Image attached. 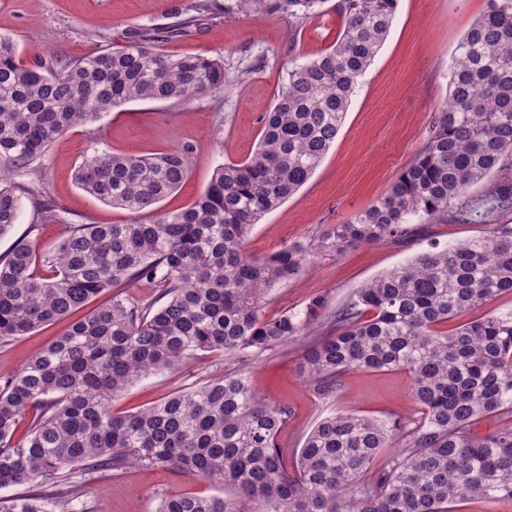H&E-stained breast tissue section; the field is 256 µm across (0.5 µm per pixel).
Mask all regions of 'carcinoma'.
Returning a JSON list of instances; mask_svg holds the SVG:
<instances>
[{
  "label": "carcinoma",
  "instance_id": "1",
  "mask_svg": "<svg viewBox=\"0 0 512 512\" xmlns=\"http://www.w3.org/2000/svg\"><path fill=\"white\" fill-rule=\"evenodd\" d=\"M243 12L300 18L322 0H236ZM397 0H342L343 32L295 64L263 118L258 149L217 166L188 207L159 204L191 165L187 147L150 157L108 151L75 173L85 193L137 215L127 224H69L50 250L16 243L0 257V340L27 336L101 294L112 299L71 324L0 385V488L66 473L64 488L0 498V512H71L85 476L98 470L166 467L232 488L251 512H456L467 497L512 501V422L484 437L481 417L512 413V310L472 318L512 294V183L470 189L512 172V0H487L451 59L448 107L391 189L310 246L250 255L252 226L278 209L318 168L343 124L357 79L386 40ZM151 30L81 58L24 63L0 35V237L17 223L21 195L43 213L54 205L17 179H39L48 147L74 127L129 102L190 103L224 91V61L166 54ZM489 224L462 246L415 256L323 315L262 311L264 292L324 252L341 253L410 224L448 219ZM145 283L158 296L122 292ZM330 334L309 345L302 373L328 398L353 370H404L417 416L385 420L339 413L319 420L290 471L277 434L288 407L262 401L240 372L172 392L138 412L113 402L136 381L178 369L200 352H263L320 318ZM463 322L448 331L454 318ZM37 412L25 433L17 429ZM385 466L366 478L383 448ZM156 512H239L222 497L168 498Z\"/></svg>",
  "mask_w": 512,
  "mask_h": 512
}]
</instances>
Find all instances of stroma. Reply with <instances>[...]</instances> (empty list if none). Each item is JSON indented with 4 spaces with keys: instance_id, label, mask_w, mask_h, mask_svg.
<instances>
[{
    "instance_id": "35a3bbf8",
    "label": "stroma",
    "mask_w": 512,
    "mask_h": 512,
    "mask_svg": "<svg viewBox=\"0 0 512 512\" xmlns=\"http://www.w3.org/2000/svg\"><path fill=\"white\" fill-rule=\"evenodd\" d=\"M206 0H0V35L14 40L23 62L78 58L129 40L139 28L162 33L165 52L223 60L229 82L223 92L189 104L132 102L101 120L71 129L53 142L43 161L44 187L62 210L45 217L23 200L17 224L0 237V255L20 241L52 247L67 224H125L131 214L79 189L74 172L97 151L148 157L174 146L191 150V167L162 208L193 203L218 165L239 163L256 150L262 118L293 64L333 46L343 31L339 0H323L313 15L286 12H203ZM486 0H398L390 33L368 70L358 78L344 123L310 180L281 207L255 224L245 249L263 255L289 244H309L334 224H344L384 195L413 161L448 102L454 48ZM194 23L180 33L173 25ZM485 224H418L403 238L316 256L288 282L262 299L266 315L301 312L317 298L328 311L342 306L367 281L429 251L484 236ZM68 319L31 335L0 342V379L18 371L32 354L61 334ZM306 335L262 353H201L187 366L128 388L115 404L134 412L168 393L212 377L247 373L257 393L289 415L277 442L294 465L306 437L322 418L345 411L387 419L413 412L406 371H351L332 397L317 398L299 370L303 352L325 333ZM185 494L234 498L233 490L165 468L99 472L88 481L76 512H155L161 499Z\"/></svg>"
}]
</instances>
